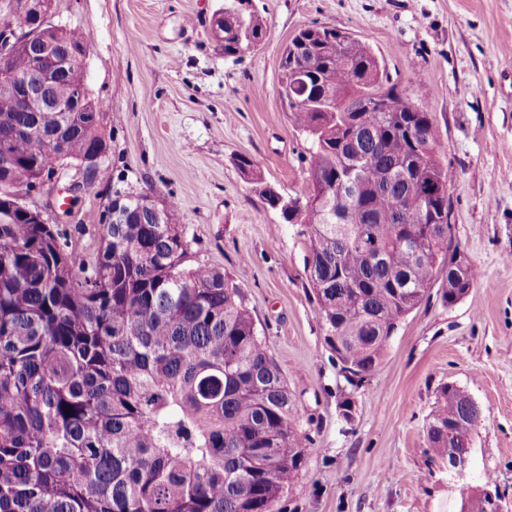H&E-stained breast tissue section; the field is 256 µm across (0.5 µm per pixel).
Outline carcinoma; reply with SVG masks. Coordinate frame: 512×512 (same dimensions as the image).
Listing matches in <instances>:
<instances>
[{
  "label": "carcinoma",
  "mask_w": 512,
  "mask_h": 512,
  "mask_svg": "<svg viewBox=\"0 0 512 512\" xmlns=\"http://www.w3.org/2000/svg\"><path fill=\"white\" fill-rule=\"evenodd\" d=\"M5 23L22 31L29 12ZM224 56L266 37L255 11L224 15ZM82 55L55 93L85 81ZM8 68L32 75L20 47ZM279 95L308 143L310 191L288 198L260 185L298 225L305 273L326 341L351 384L379 367L400 323L441 294L452 306L478 283L456 263L448 177L430 113L380 111L368 46L335 27L300 30L283 51ZM22 112L0 89V192L41 180L109 145L102 105ZM348 182L353 191L340 195ZM153 224L126 199L102 225L92 259L54 224L0 201V512H283L309 435L259 336L240 286L207 265L184 267L189 244L165 204ZM464 388L439 387L426 441L437 460L465 453L481 420Z\"/></svg>",
  "instance_id": "1"
}]
</instances>
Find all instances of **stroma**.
Masks as SVG:
<instances>
[{
    "mask_svg": "<svg viewBox=\"0 0 512 512\" xmlns=\"http://www.w3.org/2000/svg\"><path fill=\"white\" fill-rule=\"evenodd\" d=\"M223 6L52 0V23L76 29L89 48L87 89L103 107L110 149L93 190L76 164L59 165L26 204L91 253L112 200L179 202L189 264L240 285L311 438L285 512H459L462 496L489 479L512 512V0H253L266 39L234 58L210 35ZM314 24L366 43L391 84L430 112L453 238L480 273L452 306L433 287L358 388L324 342L296 225L234 164L247 156L282 194L308 193L306 144L277 89L283 49ZM447 382L482 410L462 477L427 451L426 416Z\"/></svg>",
    "mask_w": 512,
    "mask_h": 512,
    "instance_id": "1",
    "label": "stroma"
}]
</instances>
